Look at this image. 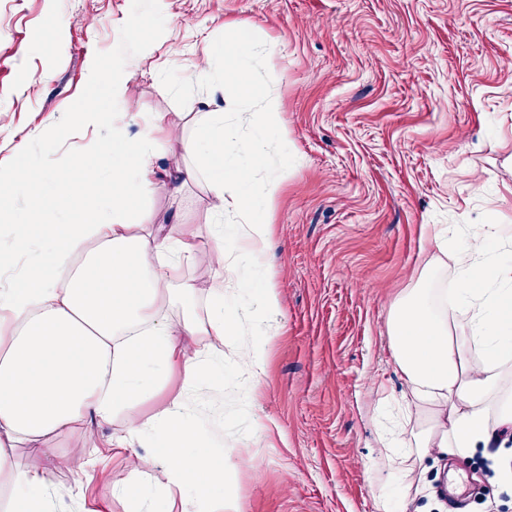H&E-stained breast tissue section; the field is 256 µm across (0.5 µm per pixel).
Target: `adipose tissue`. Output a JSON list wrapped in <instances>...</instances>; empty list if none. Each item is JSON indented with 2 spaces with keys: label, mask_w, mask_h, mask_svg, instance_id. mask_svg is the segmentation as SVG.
Returning <instances> with one entry per match:
<instances>
[{
  "label": "adipose tissue",
  "mask_w": 512,
  "mask_h": 512,
  "mask_svg": "<svg viewBox=\"0 0 512 512\" xmlns=\"http://www.w3.org/2000/svg\"><path fill=\"white\" fill-rule=\"evenodd\" d=\"M228 39L235 63L225 69L224 81L249 108L250 135L228 153L224 106L211 99L193 114L188 128H169L164 136L182 143L193 161L185 177L202 178L213 198L208 244L178 220L132 226L129 202L155 184L151 158L160 139L148 124L139 140H126L130 109L112 106L126 99V87L100 67L88 72V95L76 110L88 125L110 119L116 136L75 155L69 167L80 177L104 174L101 210L84 214L76 200L70 215L56 216L64 183L49 186L20 169L0 171V186L22 184L38 200L34 210L15 220L16 238L50 248L45 261L36 263L16 251L0 253V270H20L25 282L0 291V441L39 452L50 435L121 413L127 434L113 436L112 445L125 450L132 474L148 472L155 458L129 449L126 437L151 431L164 443L168 493L188 488L200 500L223 482L224 463L234 449H225L220 463L195 448L194 422L206 400L191 409L172 404L148 421L136 407L174 372L181 374L184 389L195 391L204 376L223 369L228 350L249 370L253 386L265 375L279 294L265 284L229 312L224 291L236 286L241 271L259 266L271 239L264 214L276 188L248 181L242 173L262 164L266 141L287 147L288 131L279 97L257 93L249 77L248 26L232 29ZM228 207L237 216L230 236L224 232ZM485 250L484 238L476 237L452 256L461 279L454 294L470 313V335L459 334L437 313L425 290L411 292L388 320L389 347L404 381L400 404L427 416L407 451L412 480L426 458H468L479 447L490 450L498 474L512 471V449L500 445L501 434L512 429V403L495 411L487 403L497 367L512 362V266L485 261ZM187 265H206L215 274L202 320L189 313L174 320L168 314L175 302L197 295L182 281ZM205 336L218 339L221 350L204 349ZM473 338L482 343L484 365L468 358Z\"/></svg>",
  "instance_id": "adipose-tissue-1"
}]
</instances>
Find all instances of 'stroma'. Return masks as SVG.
I'll use <instances>...</instances> for the list:
<instances>
[{"label":"stroma","instance_id":"35a3bbf8","mask_svg":"<svg viewBox=\"0 0 512 512\" xmlns=\"http://www.w3.org/2000/svg\"><path fill=\"white\" fill-rule=\"evenodd\" d=\"M135 17L150 24L148 41L126 34ZM247 25L259 50L251 63L257 92L282 102L289 158L296 165L275 193L264 268L275 274L281 313L267 347L259 402L248 405L247 373L224 359V381L202 389L211 410L197 423L201 448L223 461L236 454L223 484L199 512L226 497L242 512H377L380 481L365 465L378 455L389 418L379 400L403 381L388 348L386 322L413 288L432 294L457 287L459 275L433 238L451 243L488 236L495 260L512 265V0H0V170L26 160L37 177L62 172L69 157L111 139L110 123L79 122L91 65L117 72L138 104L128 136L143 115L185 124L207 98L224 102L227 142L248 134L244 108L224 84L231 51L209 75L191 62L205 40L223 41ZM162 171L135 210L167 223L173 213L208 233L210 196L200 182L173 190L168 172L184 167L180 142L152 158ZM0 209V249L17 244L11 223L37 205L21 186ZM265 435L248 439L251 420ZM125 429L123 415L49 436L46 453L6 447L0 512H23L13 470L39 472L50 455L85 445L102 451L83 494L61 467L46 490L50 512H130L121 488L124 457L106 446ZM416 502L448 512L443 484H464L463 512H512V496L487 500L478 464L426 462ZM168 465L158 458L142 479L145 507L184 512L183 497H164Z\"/></svg>","mask_w":512,"mask_h":512}]
</instances>
